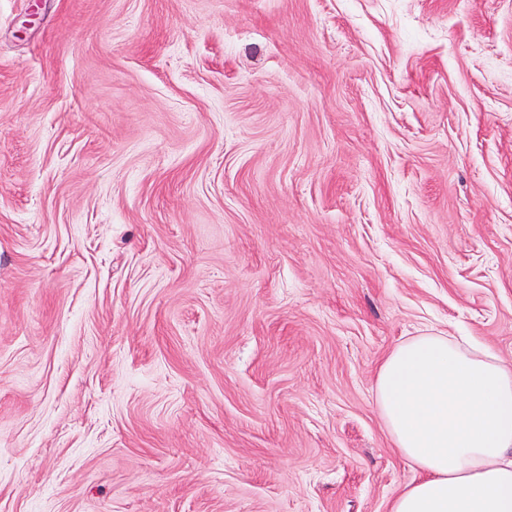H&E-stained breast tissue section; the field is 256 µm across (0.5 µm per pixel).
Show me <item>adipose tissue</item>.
<instances>
[{
	"instance_id": "obj_1",
	"label": "adipose tissue",
	"mask_w": 512,
	"mask_h": 512,
	"mask_svg": "<svg viewBox=\"0 0 512 512\" xmlns=\"http://www.w3.org/2000/svg\"><path fill=\"white\" fill-rule=\"evenodd\" d=\"M375 392L418 473L389 512H512V366L474 342L418 336L385 358Z\"/></svg>"
}]
</instances>
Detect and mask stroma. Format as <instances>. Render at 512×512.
<instances>
[{"label":"stroma","mask_w":512,"mask_h":512,"mask_svg":"<svg viewBox=\"0 0 512 512\" xmlns=\"http://www.w3.org/2000/svg\"><path fill=\"white\" fill-rule=\"evenodd\" d=\"M429 334L512 363V0H0V512H387Z\"/></svg>","instance_id":"obj_1"}]
</instances>
